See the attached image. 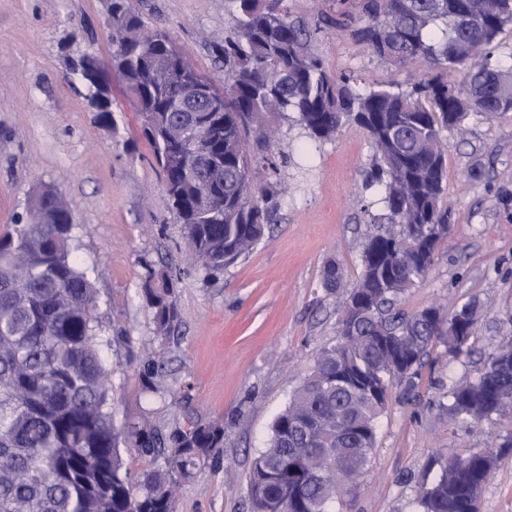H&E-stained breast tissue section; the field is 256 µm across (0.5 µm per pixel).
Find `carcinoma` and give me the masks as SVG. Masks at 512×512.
<instances>
[{
    "instance_id": "1",
    "label": "carcinoma",
    "mask_w": 512,
    "mask_h": 512,
    "mask_svg": "<svg viewBox=\"0 0 512 512\" xmlns=\"http://www.w3.org/2000/svg\"><path fill=\"white\" fill-rule=\"evenodd\" d=\"M235 25L215 48L224 59V84L189 65V76L224 97V135L215 152L224 164V202L196 207L206 180H183L166 155L164 98L172 85L152 82L151 57L175 44L149 32L132 0H112V70L126 95L143 102V137L164 175V190L184 224L193 259L212 273L248 254L272 223V190L258 181L269 157L252 154L266 143L269 114H296L314 140H328L351 122L375 150L369 185L382 190L387 222L372 224L361 251V272L347 286L335 262L323 288L337 303V338L316 351L311 373L276 416L267 448L251 464V512H332L338 494L366 472L377 442L376 418L390 385L412 393L431 350L469 357L477 340L479 306L456 307L464 316L448 331V314L435 305L408 314L399 300L429 269L450 231L443 203L448 144L442 131H465L471 112H512V70L482 64L486 49L512 26V0H361V20L339 14L310 25L281 9L282 0H229ZM326 25L347 32L392 65L423 62L427 71L407 89L396 82L360 93L347 75L333 76L314 47ZM464 70L467 88L448 81ZM71 207L40 192L23 224L0 231V512H177L176 489L224 448V424L192 416L171 426L148 419L119 427L110 393L112 371L102 347L127 341L97 331L94 281L72 258ZM146 301L155 335L166 340L180 314L170 279L148 270ZM495 351L478 376L454 384L442 408L448 417L479 425L512 410V345L508 366ZM149 397L175 394L154 353L137 366ZM162 464L135 483L120 444ZM512 451L449 459L436 453L438 476L418 486L419 512H480L483 487Z\"/></svg>"
}]
</instances>
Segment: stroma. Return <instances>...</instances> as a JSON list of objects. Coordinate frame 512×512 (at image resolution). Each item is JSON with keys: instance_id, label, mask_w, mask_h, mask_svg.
I'll return each mask as SVG.
<instances>
[{"instance_id": "obj_1", "label": "stroma", "mask_w": 512, "mask_h": 512, "mask_svg": "<svg viewBox=\"0 0 512 512\" xmlns=\"http://www.w3.org/2000/svg\"><path fill=\"white\" fill-rule=\"evenodd\" d=\"M112 0H0V229L25 216L50 189L73 206L72 256L97 288L102 335L125 329L130 343L104 348L112 371L117 425L144 418L172 422L177 410L224 423L219 460L180 481L177 512H249L247 474L266 448L275 416L309 373L315 352L336 338V305L322 288L336 261L355 282L372 222L385 210L377 189H364L374 150L355 124L336 139H310L292 117L275 115L267 153L288 186L274 221L250 255L208 278L187 258L183 224L163 192V174L142 137L137 112L112 86L113 124L96 119L74 66L86 53L108 62L104 20ZM145 26L169 33L206 75H223L213 53L233 27L226 0H132ZM332 75L359 91L407 84L423 66H392L348 34L318 35ZM465 137L448 134L451 231L419 283L399 301L411 313L430 304L452 311L471 299L484 306L477 351L423 370L405 394L393 386L377 420V445L366 473L340 495L335 512H417L416 489L438 452L450 458L497 449L512 434V414L473 426L449 421L439 403L454 381L483 368L512 334V112L471 113ZM171 275L181 323L170 340L154 334L143 288L148 269ZM165 349L166 369L187 388L181 408L146 398L134 357ZM247 430L234 427L237 414ZM235 481H227L225 467ZM481 512H512V453L481 494Z\"/></svg>"}]
</instances>
